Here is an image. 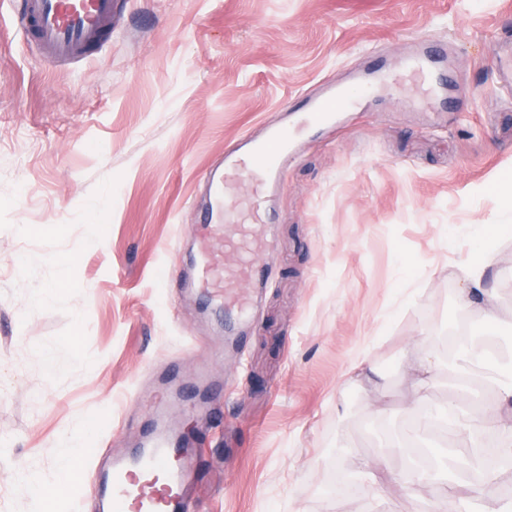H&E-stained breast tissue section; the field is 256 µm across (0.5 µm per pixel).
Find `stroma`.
I'll list each match as a JSON object with an SVG mask.
<instances>
[{
	"mask_svg": "<svg viewBox=\"0 0 512 512\" xmlns=\"http://www.w3.org/2000/svg\"><path fill=\"white\" fill-rule=\"evenodd\" d=\"M117 3L111 38L71 69L26 48L0 0V441L15 457L0 512H96L28 480L52 478L86 429L138 447L152 407L198 451L199 512H424L398 432L421 360L425 407L454 392L448 333L482 323L457 302L474 251L512 353V92L492 46L512 35V0ZM425 33L473 90L460 111L401 88ZM355 71L371 93L289 158L268 283L228 341L188 287L202 175ZM376 478L385 497L366 491Z\"/></svg>",
	"mask_w": 512,
	"mask_h": 512,
	"instance_id": "stroma-1",
	"label": "stroma"
}]
</instances>
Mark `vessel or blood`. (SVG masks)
I'll list each match as a JSON object with an SVG mask.
<instances>
[{
  "mask_svg": "<svg viewBox=\"0 0 512 512\" xmlns=\"http://www.w3.org/2000/svg\"><path fill=\"white\" fill-rule=\"evenodd\" d=\"M115 0H20L19 35L52 65L75 64L101 48L112 35ZM424 51L410 55L403 69L411 80L431 86L438 71L434 56L439 45L427 39ZM355 80L342 87L322 84L309 100L305 114L286 110L283 120L266 127L256 137L241 139L224 152V159L210 169L205 183L212 192L225 191V204H212L202 223L207 252L198 263L193 284L204 297L222 305L225 322L249 321L254 291L266 278V262L259 243L270 223L246 180L264 190L277 186L288 156L304 129L332 121L349 110L354 97L366 92ZM234 262H227V255ZM196 467L192 450L176 440L166 420H156L143 445L132 453L112 455L106 470L94 480L91 492L100 512H190L185 491Z\"/></svg>",
  "mask_w": 512,
  "mask_h": 512,
  "instance_id": "1",
  "label": "vessel or blood"
}]
</instances>
